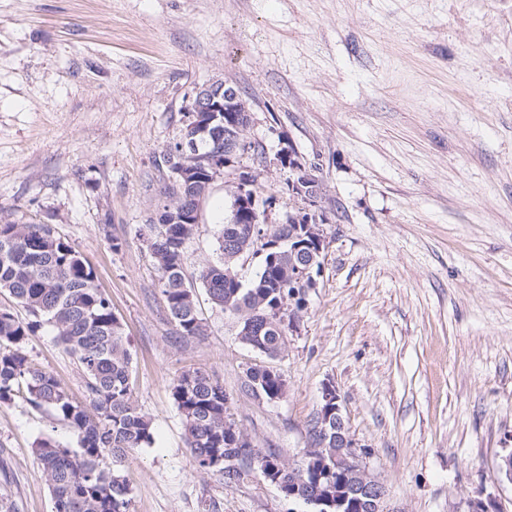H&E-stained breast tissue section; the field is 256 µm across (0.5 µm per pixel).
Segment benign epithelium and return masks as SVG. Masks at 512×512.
<instances>
[{
    "mask_svg": "<svg viewBox=\"0 0 512 512\" xmlns=\"http://www.w3.org/2000/svg\"><path fill=\"white\" fill-rule=\"evenodd\" d=\"M191 117L201 112L211 114L210 122H218L224 127V153L207 157L210 174L209 181H214L224 169L234 166L235 160L246 150L256 148V143L247 140L246 131L252 123V116L242 102L237 87L213 82L196 91L190 105L186 107ZM179 168L171 171L170 181H184L191 184L199 179L192 167L193 158L200 155L198 142L190 144L179 141ZM281 165L290 169L288 180L289 193L300 199L306 207L292 213L286 212L284 223H303V232L314 245L303 251L301 246H292L283 257L288 260V286L294 288L293 297H302L301 304H307V296L317 287L315 275L321 272L324 261L325 234L320 222H311L307 217L310 209L319 208L323 186L316 176V167L308 164L302 157L283 153L279 157ZM252 185V176L245 172L238 174L229 182L227 190L231 199L229 223L239 224L245 209H268L274 199H268L264 205L257 204V197L246 194V187ZM323 406L320 415L325 426L318 429L317 448L304 449V458H315L320 464L311 470L304 466H294L283 460L279 467L265 472L267 479L280 483L278 470L288 469V497L301 500L314 508V512H389L384 486L370 472L363 461L360 445L350 433L340 405L336 389L328 385L322 391ZM336 477L341 489L336 491V499L320 498L310 494L306 489L308 480L319 482Z\"/></svg>",
    "mask_w": 512,
    "mask_h": 512,
    "instance_id": "benign-epithelium-1",
    "label": "benign epithelium"
}]
</instances>
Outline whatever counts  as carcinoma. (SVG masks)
Returning a JSON list of instances; mask_svg holds the SVG:
<instances>
[{"label": "carcinoma", "mask_w": 512, "mask_h": 512, "mask_svg": "<svg viewBox=\"0 0 512 512\" xmlns=\"http://www.w3.org/2000/svg\"><path fill=\"white\" fill-rule=\"evenodd\" d=\"M198 139L201 152L224 148L215 145L204 128L186 131ZM205 185L167 186L181 215L198 219V199ZM196 225H150L149 248L160 274L166 310L184 337H199L207 328L198 312V297L183 273V245ZM293 224L272 225L271 235L284 240L279 248L263 251L261 267L249 287H240L233 271L237 254L254 249L264 229L246 215L240 224H224L236 241L221 245L223 258L200 274L211 303L243 319L250 327L240 341L274 359L284 347L287 321L299 304L275 315L274 309L290 294L288 267L280 261ZM92 268L48 224H20L0 220V291L8 293L32 317L23 322L0 309V403L22 397L34 409L47 411L76 434L78 447L65 448L46 438L33 448L49 483L52 512H129L132 487L123 463L135 450L155 444L151 421L135 405L130 376L132 357L122 326L110 300L95 283ZM48 324L65 350L80 364L85 378V401L74 400L49 372L36 368L25 350L29 336ZM286 379L270 368L246 371L244 387L260 390L268 399L284 394ZM172 396L182 417L187 442L198 469L223 479L240 476L239 466L255 465L262 474L280 454L266 451L255 460L239 447L241 429L233 427L228 396L219 381L198 370L182 372Z\"/></svg>", "instance_id": "carcinoma-1"}]
</instances>
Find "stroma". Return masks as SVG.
<instances>
[{
    "mask_svg": "<svg viewBox=\"0 0 512 512\" xmlns=\"http://www.w3.org/2000/svg\"><path fill=\"white\" fill-rule=\"evenodd\" d=\"M236 85L253 113L239 161L295 207L293 151L323 183L325 259L283 357L239 340L199 294L205 336L169 318L148 249L163 153L198 87ZM224 171L184 244L192 285L220 257ZM0 216L49 224L93 269L132 352L153 447L129 455L130 512H311L257 472L197 470L172 398L189 369L220 381L256 447L302 464L333 385L391 512H512L497 463L512 448V0H0ZM120 249H113V239ZM32 363L75 399L85 381L49 326ZM251 367L287 381L274 403ZM73 448L65 424L0 404V503L51 512L33 447ZM244 386L248 391L259 400L269 399L267 402L273 403L278 399L270 400L275 396H282L286 386V379L283 374L270 368H251L246 371ZM261 393L265 396H263ZM255 397V396H254Z\"/></svg>",
    "mask_w": 512,
    "mask_h": 512,
    "instance_id": "obj_1",
    "label": "stroma"
}]
</instances>
